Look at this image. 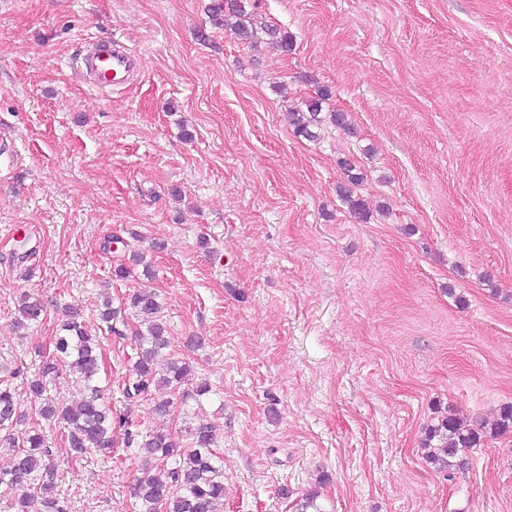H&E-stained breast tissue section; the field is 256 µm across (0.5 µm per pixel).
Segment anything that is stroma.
Masks as SVG:
<instances>
[{
	"instance_id": "1",
	"label": "stroma",
	"mask_w": 512,
	"mask_h": 512,
	"mask_svg": "<svg viewBox=\"0 0 512 512\" xmlns=\"http://www.w3.org/2000/svg\"><path fill=\"white\" fill-rule=\"evenodd\" d=\"M209 3L0 0V365L24 388L78 310L114 415L174 430L124 397L135 343L99 319L108 296L134 328L150 287L171 358L217 392L223 512L312 491L324 512H512V429L491 430L512 405V0H260L286 56ZM106 39L141 61L112 92L79 75ZM321 86L356 136H294L286 108ZM345 154L365 223L336 194ZM131 240L154 279L114 277ZM25 295L47 313L23 337ZM451 413L490 429L452 486L423 446ZM43 427L70 512H131L123 437L75 463L69 425Z\"/></svg>"
}]
</instances>
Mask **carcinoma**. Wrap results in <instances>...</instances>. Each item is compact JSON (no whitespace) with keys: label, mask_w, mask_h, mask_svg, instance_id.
I'll list each match as a JSON object with an SVG mask.
<instances>
[{"label":"carcinoma","mask_w":512,"mask_h":512,"mask_svg":"<svg viewBox=\"0 0 512 512\" xmlns=\"http://www.w3.org/2000/svg\"><path fill=\"white\" fill-rule=\"evenodd\" d=\"M208 12L215 26L230 29L245 43L264 40L282 53L292 50L289 32L259 18V0H211ZM331 96L332 92L324 87L302 101L301 107L289 110L288 120L295 136L316 141L325 123L354 133L348 113L324 112V104ZM337 164L347 177L338 186V198L355 219L364 223L369 211L356 193L362 182L356 173V162L343 157ZM130 305L140 317V327L134 330L136 357L124 381V395L136 399L164 389L178 397L183 423L180 435L156 431L140 440L131 421H114L111 386L102 384L100 377V345L75 316L54 336L53 349L43 356L38 375L27 380V400L36 416L48 420L59 414L68 422L69 457L74 462L94 454L112 457L114 431L124 432L127 444L136 445L143 459L142 476L132 488L134 512H222L224 461L216 452L217 424L204 415L205 405L211 401V387L201 381L191 389L183 388L191 372L185 362L170 358L163 369H158L169 340L159 318L162 304L155 290L133 293ZM19 313L17 327L29 329L42 321L45 309L40 301L28 300L22 302ZM61 369L80 386L81 398L59 408L47 397V383ZM17 374L13 370L9 378L0 377V448L10 451L9 467L0 470V512H26L35 500L41 503L42 512H69L67 501L53 495L57 469L42 426L35 423L22 433L17 431L25 419L20 395L9 383ZM482 434V427L466 425L450 414L427 429L424 447L430 451L426 458L445 473L448 481L454 482L466 470L462 454L480 446Z\"/></svg>","instance_id":"1"}]
</instances>
